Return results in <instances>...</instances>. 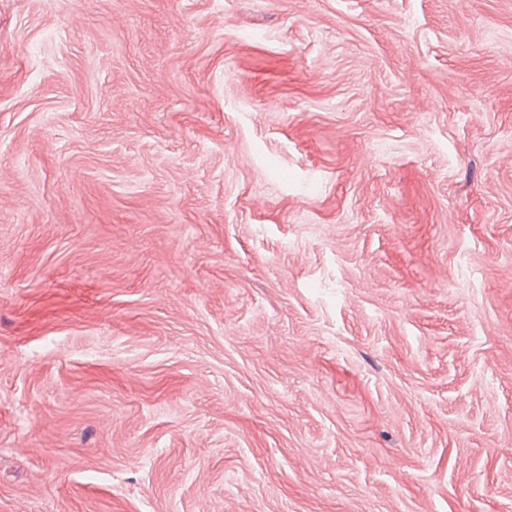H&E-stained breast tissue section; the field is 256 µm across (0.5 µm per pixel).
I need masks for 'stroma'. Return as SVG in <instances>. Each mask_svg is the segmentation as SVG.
I'll return each instance as SVG.
<instances>
[{"instance_id": "stroma-1", "label": "stroma", "mask_w": 512, "mask_h": 512, "mask_svg": "<svg viewBox=\"0 0 512 512\" xmlns=\"http://www.w3.org/2000/svg\"><path fill=\"white\" fill-rule=\"evenodd\" d=\"M512 0H0V512H512Z\"/></svg>"}]
</instances>
